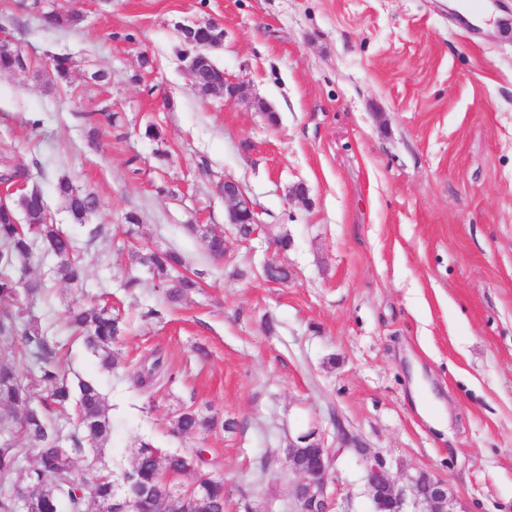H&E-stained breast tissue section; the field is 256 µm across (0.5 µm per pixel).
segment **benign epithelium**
Returning a JSON list of instances; mask_svg holds the SVG:
<instances>
[{
    "label": "benign epithelium",
    "mask_w": 512,
    "mask_h": 512,
    "mask_svg": "<svg viewBox=\"0 0 512 512\" xmlns=\"http://www.w3.org/2000/svg\"><path fill=\"white\" fill-rule=\"evenodd\" d=\"M187 41L194 45L193 53L185 57L192 86L199 89L200 68L212 64L210 51L221 45L224 33L214 22L181 26ZM224 202L228 204L231 224L259 223L257 209L243 187L230 179L224 180ZM354 452L367 463V482L375 504V512H403V500L394 491L393 481L379 459H371L369 450L358 446ZM288 463L301 475L297 489L300 512H331L332 497L328 494V475L333 466L331 451L320 446L294 445L288 448ZM411 491L422 504V512H454L448 500V483L426 472L412 480Z\"/></svg>",
    "instance_id": "7a95c632"
}]
</instances>
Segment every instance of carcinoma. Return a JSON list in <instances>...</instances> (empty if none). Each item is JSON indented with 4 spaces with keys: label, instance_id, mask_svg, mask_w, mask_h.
<instances>
[{
    "label": "carcinoma",
    "instance_id": "1",
    "mask_svg": "<svg viewBox=\"0 0 512 512\" xmlns=\"http://www.w3.org/2000/svg\"><path fill=\"white\" fill-rule=\"evenodd\" d=\"M81 21L77 12L45 16V23L55 27H76ZM56 191L80 224L88 218V210L98 205L95 195L74 194L70 182L61 177ZM44 259L53 261V273L66 281L75 295L83 294L86 272L73 240L53 223L44 199L23 191L0 205V302L7 299L18 307L14 313L0 311V346H12L18 337L24 344L23 354L16 359L0 360V512H12V489L21 475L33 490L34 512H59L64 501L70 512H84L88 499L102 507L120 500L112 474L100 468L112 433L103 394L95 381H73L53 364L55 341L31 313L45 288L44 281L22 284L15 277L34 261ZM136 262L162 287V306L147 309L145 316L149 318H163L164 310L176 307L199 288L197 280L178 274L185 260L176 250L148 249L136 254ZM67 319L102 368L110 372L124 368L115 345L125 333V323L112 308L86 306L75 298ZM163 367L161 357L150 355L134 372L135 386L144 392L154 388ZM70 408L76 415L71 430L56 417ZM216 425L215 417L184 409L175 416L173 430L187 435ZM86 445L94 454L80 468L75 455ZM32 451L34 465L21 466ZM184 459L183 452L164 454L152 441L139 440L122 483L128 492L148 489L151 495L130 501V512H167L169 508L173 512H224V481L217 478L207 482L198 501L192 496L175 503L167 501L172 493L169 481L185 475Z\"/></svg>",
    "mask_w": 512,
    "mask_h": 512
}]
</instances>
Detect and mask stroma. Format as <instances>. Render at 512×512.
Returning <instances> with one entry per match:
<instances>
[{
	"instance_id": "1",
	"label": "stroma",
	"mask_w": 512,
	"mask_h": 512,
	"mask_svg": "<svg viewBox=\"0 0 512 512\" xmlns=\"http://www.w3.org/2000/svg\"><path fill=\"white\" fill-rule=\"evenodd\" d=\"M487 7L488 30L448 0H0V35L28 59L0 73V154L75 240L84 303L130 321L123 371H103L65 324L69 286L47 262L27 274L50 282L34 314L61 368L102 386L113 479L147 438L203 449L224 512H296L288 448L308 434L337 454L333 512H374L347 435L383 461L405 512H420L421 471L447 481L456 512H512V0ZM70 9L79 27L41 20ZM208 20L224 30L212 58L241 86L225 103L195 91L183 61L179 25ZM57 55L73 58L68 79ZM99 69L108 81L91 80ZM63 175L98 197L90 225L58 196ZM228 178L259 210L247 241L228 222ZM144 247L179 250L200 276L159 321L144 316L161 297L135 261ZM273 257L287 283L264 278ZM154 351L173 379L145 394L132 373ZM185 407L233 428L174 436Z\"/></svg>"
}]
</instances>
